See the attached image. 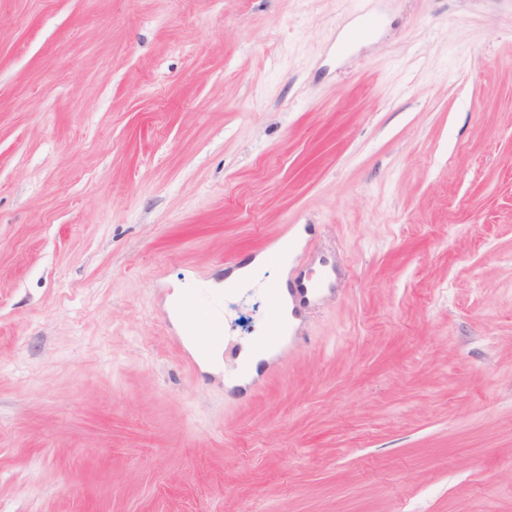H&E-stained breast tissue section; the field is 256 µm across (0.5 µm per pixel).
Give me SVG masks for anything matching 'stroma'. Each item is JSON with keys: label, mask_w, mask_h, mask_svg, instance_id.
Masks as SVG:
<instances>
[{"label": "stroma", "mask_w": 512, "mask_h": 512, "mask_svg": "<svg viewBox=\"0 0 512 512\" xmlns=\"http://www.w3.org/2000/svg\"><path fill=\"white\" fill-rule=\"evenodd\" d=\"M0 512H512V0H0ZM333 277H335V272L333 270H325L322 274H319L308 282H288L285 289L288 292L287 300L289 296L293 305L291 315L294 317L298 315L299 305L313 302L326 290H332ZM234 293L242 292V291H252V290H263L267 296L269 307L271 309V314L275 319V323L277 328L274 332H272L269 336L266 337L262 347H268L278 343L281 339L280 332V311H281V292L283 288H263V284L261 281L255 279L254 275L248 279H245L239 282L234 287ZM208 293L209 289L202 297L185 300L177 308V312L192 325L193 341L202 351L220 342L222 335L219 326L223 320V300L209 301Z\"/></svg>", "instance_id": "1"}]
</instances>
